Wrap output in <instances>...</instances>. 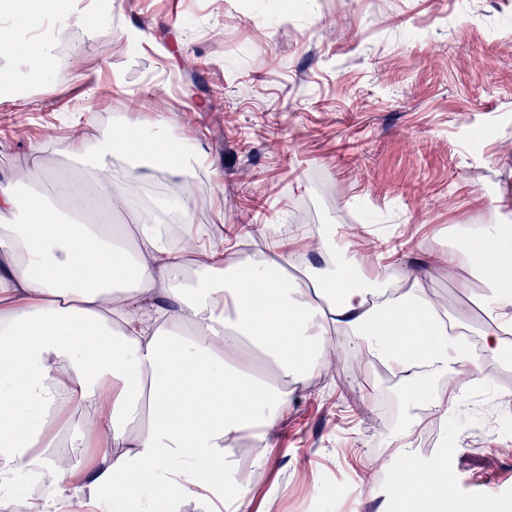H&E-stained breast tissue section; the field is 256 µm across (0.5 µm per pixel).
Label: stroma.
Returning <instances> with one entry per match:
<instances>
[{
  "instance_id": "stroma-1",
  "label": "stroma",
  "mask_w": 512,
  "mask_h": 512,
  "mask_svg": "<svg viewBox=\"0 0 512 512\" xmlns=\"http://www.w3.org/2000/svg\"><path fill=\"white\" fill-rule=\"evenodd\" d=\"M142 32L125 45L123 29ZM44 84L0 95V179L34 143L47 166L73 125L141 123L164 113L198 156L187 181L156 174L153 188L193 195L194 219L224 228V245L256 226L290 235L316 224H376L406 272L457 224L512 219V0H119L111 29L70 17ZM123 93H116L115 85ZM424 288L480 348L488 319L481 290L431 273ZM492 382L458 406L465 438L447 433L451 503L512 512V431L487 437L484 410L512 418V358H493ZM408 413L398 378L342 360L313 373L276 423L254 512H400L395 487L361 480L392 447Z\"/></svg>"
}]
</instances>
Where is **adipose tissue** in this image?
<instances>
[{"label":"adipose tissue","mask_w":512,"mask_h":512,"mask_svg":"<svg viewBox=\"0 0 512 512\" xmlns=\"http://www.w3.org/2000/svg\"><path fill=\"white\" fill-rule=\"evenodd\" d=\"M51 0H0V47L28 59L33 77L47 69L45 38L32 13ZM150 138L137 123L119 131H81L59 154L75 170H47L41 145L25 169L0 181V490L19 472L47 488L41 512H60L66 495L99 489L114 512H153L152 499L175 500L216 489L233 512H250L246 484L227 480L228 450L253 437L256 465L266 461L278 417L324 359L350 345L360 359L401 367L406 403L414 407L396 441L423 420L448 422V401L478 381L482 355L506 353L512 334V225L461 226L455 244L428 253L425 264L451 281L479 282L477 305L491 321L481 350L448 339L453 320L421 284L422 272L397 281L379 257L351 252L362 224H319L301 237L322 264L290 272L294 253L280 241L273 255L206 249L216 225L198 224L188 203L181 221H102V210L127 207L128 187L163 171L190 172L164 114ZM128 166L112 176V159ZM51 178L48 199L31 181ZM262 358L273 371L255 373ZM446 378L433 388L416 362ZM60 448H86L61 464ZM403 512L445 508L443 458L412 465L404 448L386 450Z\"/></svg>","instance_id":"ef3b65f1"}]
</instances>
